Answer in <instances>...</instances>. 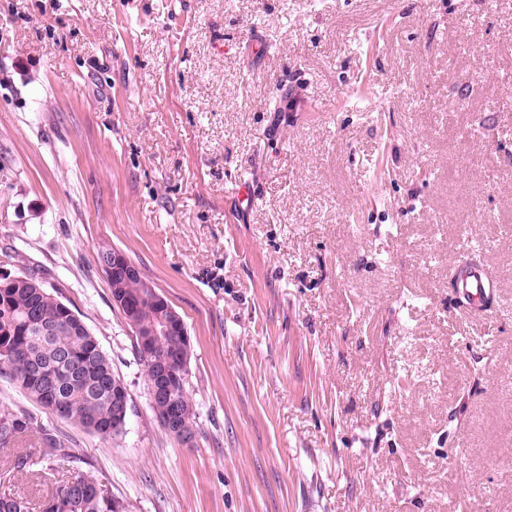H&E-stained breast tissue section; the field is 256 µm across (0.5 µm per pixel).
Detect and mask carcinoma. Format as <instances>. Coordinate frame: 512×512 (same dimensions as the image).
<instances>
[{
	"label": "carcinoma",
	"instance_id": "1",
	"mask_svg": "<svg viewBox=\"0 0 512 512\" xmlns=\"http://www.w3.org/2000/svg\"><path fill=\"white\" fill-rule=\"evenodd\" d=\"M110 291H121L138 303L135 327L149 330L158 310L144 296L143 281L112 282V273L102 269ZM11 285L0 279V376L8 378L28 398L53 415L102 439L123 435L116 426L112 409V385L123 383L112 361L102 349L81 315L45 286L44 277L34 269L14 273ZM53 332L41 335L40 328ZM172 343L166 336H135L133 349L146 377L153 376L144 349L161 352ZM168 384L175 390L181 409L188 412L183 431L193 437L197 412L187 377L172 369ZM29 437L39 441L33 453L21 444ZM74 458L55 430L40 424L25 411L0 404V482L19 475L45 488L38 505L10 494L0 496V512H124L123 503L112 493L97 489L101 480L87 466L78 467L62 483L54 480V463Z\"/></svg>",
	"mask_w": 512,
	"mask_h": 512
}]
</instances>
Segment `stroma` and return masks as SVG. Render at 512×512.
Here are the masks:
<instances>
[{
	"label": "stroma",
	"mask_w": 512,
	"mask_h": 512,
	"mask_svg": "<svg viewBox=\"0 0 512 512\" xmlns=\"http://www.w3.org/2000/svg\"><path fill=\"white\" fill-rule=\"evenodd\" d=\"M103 244L186 323L191 444L149 406ZM12 250L132 412L107 442L1 378L0 402L126 512H512V0H0ZM456 288L470 298L473 307L479 309L490 296L494 287L485 270L476 264H472L458 279Z\"/></svg>",
	"instance_id": "1"
}]
</instances>
